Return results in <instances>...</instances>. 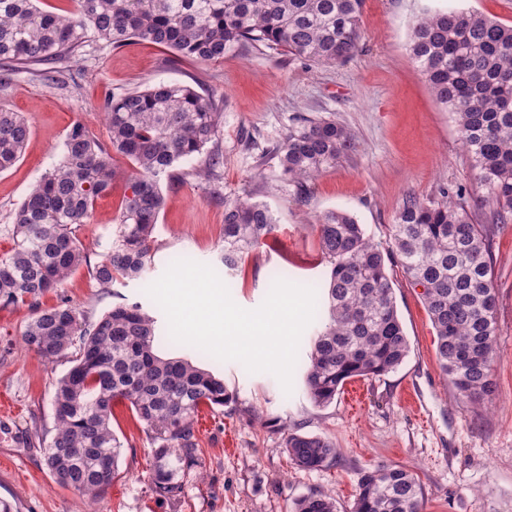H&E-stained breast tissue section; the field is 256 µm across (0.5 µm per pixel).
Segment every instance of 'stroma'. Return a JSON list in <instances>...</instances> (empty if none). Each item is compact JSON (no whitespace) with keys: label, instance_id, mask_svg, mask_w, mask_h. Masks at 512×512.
I'll list each match as a JSON object with an SVG mask.
<instances>
[{"label":"stroma","instance_id":"stroma-1","mask_svg":"<svg viewBox=\"0 0 512 512\" xmlns=\"http://www.w3.org/2000/svg\"><path fill=\"white\" fill-rule=\"evenodd\" d=\"M465 8L512 25V0H365L358 53L336 66L289 61L280 50L249 49L200 63L170 48L133 42L85 47L67 64L65 85L53 86L20 72L0 87V105L21 113L31 137L21 159L0 173V254L12 246L13 210L40 178L59 163L66 134L83 122L99 139L109 98L160 83H181L208 95L222 109V192L194 176L204 155L180 160L176 176L162 179L166 205L155 229V254L146 282H115L102 290L80 268L47 295L45 305L67 299L98 319L112 306L139 303L155 319L156 352L182 358L224 380L233 400L202 408L198 416V460L188 467L178 496L157 492L149 479L151 440L127 404L114 407L112 428L123 442L119 474L96 501L57 485L44 464L38 440H50L54 395L69 370L68 359L44 363L29 352L22 331L31 314L22 305H0V498L18 512H290L295 499L334 494L339 512H349L358 479L377 464L413 472L425 489L423 512H512V223L491 238L498 298L497 391L489 408L462 403L435 354V331L418 289L400 267L390 269L398 315L410 352L393 372L356 378L325 407L308 396L303 372L309 351L300 343L293 391L284 393L272 374L252 373L237 361H221L174 342L162 309L146 294L176 254L217 267L224 224V198L256 187L279 225L266 244L249 254L229 292L245 309L259 307L272 287L273 269L290 282L323 280L314 223L326 211L344 210L375 242L387 244L394 216L406 198L429 199L441 188L465 186L478 193L451 112L432 95L409 53L416 20L425 13ZM331 116L352 129L355 153L323 171L305 198L276 178L277 161L267 148L303 117ZM252 146H245V138ZM117 179L99 199L91 223L76 235L98 256L112 242L129 162L115 156ZM363 406L350 410V393ZM322 434L336 445L335 460L315 471L293 468L283 438L287 431Z\"/></svg>","mask_w":512,"mask_h":512}]
</instances>
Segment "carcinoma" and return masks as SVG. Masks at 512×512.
Returning a JSON list of instances; mask_svg holds the SVG:
<instances>
[{"label":"carcinoma","mask_w":512,"mask_h":512,"mask_svg":"<svg viewBox=\"0 0 512 512\" xmlns=\"http://www.w3.org/2000/svg\"><path fill=\"white\" fill-rule=\"evenodd\" d=\"M39 0H0V85L24 69L57 85L63 63L86 43L119 47L129 40L173 49L200 62L242 48L277 47L288 60L335 66L359 49L364 0H75L56 14ZM410 53L435 99L452 112L463 147L485 194L443 188L438 199L411 196L397 211L388 246L371 240L346 211L331 210L315 224L328 266L320 291L327 319L311 336L304 375L318 406L336 399L346 381L380 377L409 353L389 266L398 265L420 296L435 330V353L458 398L482 405L493 399L497 357V291L490 239L512 220V26L466 10L420 18ZM105 145L80 121L66 134L64 154L12 214L14 247L0 255V305H25L31 318L22 342L54 363L75 352L55 392L54 434L44 463L54 481L90 498L118 474L122 442L112 430V406L130 404L151 434L150 477L174 494L179 475L197 461L196 417L201 406L232 400L224 380L154 349V319L138 303L118 304L96 320L62 300L45 307L83 266L105 290L119 279L145 278L154 257L153 231L165 197L160 179L175 163L206 154L195 170L215 178L224 113L192 87L160 83L108 100ZM31 130L18 112L0 106V172L22 157ZM357 145L354 132L331 117L288 127L271 153L281 179L303 195L307 183ZM132 165L112 243L95 263L76 236L117 177L113 155ZM277 229L254 192L224 197L219 259L232 275ZM290 462L319 470L336 459L326 436L292 431L284 438ZM424 492L412 472L375 465L358 481L351 512H422ZM291 512H337L336 500L312 493Z\"/></svg>","instance_id":"cac0c4a2"}]
</instances>
